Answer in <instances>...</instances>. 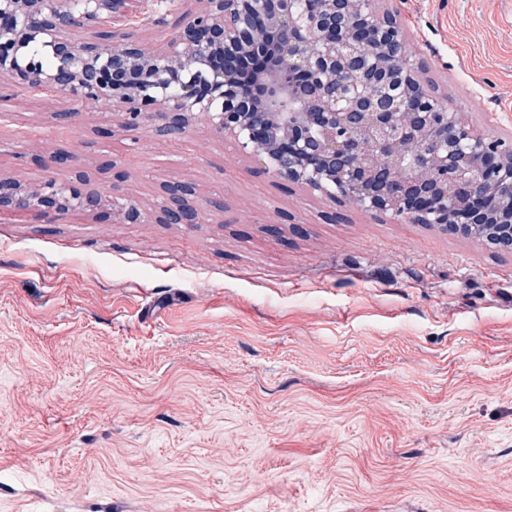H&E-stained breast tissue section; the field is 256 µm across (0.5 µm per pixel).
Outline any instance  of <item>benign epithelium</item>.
Listing matches in <instances>:
<instances>
[{"mask_svg":"<svg viewBox=\"0 0 512 512\" xmlns=\"http://www.w3.org/2000/svg\"><path fill=\"white\" fill-rule=\"evenodd\" d=\"M127 0H0V75L74 104L107 100L136 130L185 134L202 118L283 180L366 211L512 250V143L485 137L417 76L397 20L374 0H206L163 49L76 42ZM163 224H195L193 189L165 186ZM102 197L45 176L0 178V212Z\"/></svg>","mask_w":512,"mask_h":512,"instance_id":"7a95c632","label":"benign epithelium"}]
</instances>
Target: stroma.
<instances>
[{
    "mask_svg": "<svg viewBox=\"0 0 512 512\" xmlns=\"http://www.w3.org/2000/svg\"><path fill=\"white\" fill-rule=\"evenodd\" d=\"M194 6L114 30L160 47ZM375 6L512 138V0ZM67 107L0 77V176L68 151L56 179L104 201L0 213V512H512V251L281 181L201 121ZM171 182L198 223L158 222Z\"/></svg>",
    "mask_w": 512,
    "mask_h": 512,
    "instance_id": "obj_1",
    "label": "stroma"
}]
</instances>
